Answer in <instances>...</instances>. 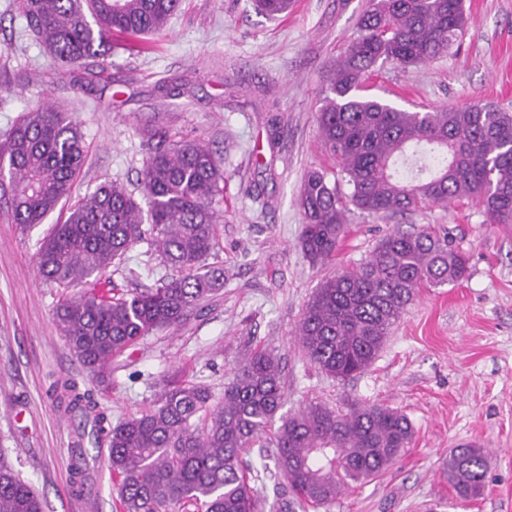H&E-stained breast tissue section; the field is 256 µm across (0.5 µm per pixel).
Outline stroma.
<instances>
[{
	"instance_id": "obj_1",
	"label": "stroma",
	"mask_w": 512,
	"mask_h": 512,
	"mask_svg": "<svg viewBox=\"0 0 512 512\" xmlns=\"http://www.w3.org/2000/svg\"><path fill=\"white\" fill-rule=\"evenodd\" d=\"M369 0H294L288 16L259 13L254 0H182L162 36L113 40L103 58L58 67L24 35L16 0H0V139L23 109L50 104L79 124L87 151L71 200L28 230L0 219V458L40 497L44 512H82L71 492L76 424L56 407L54 381L97 392L113 420L154 405L176 373L207 388L212 402L236 364L266 349L278 358L282 410L321 402L383 405L405 414L413 438L400 459L323 507L302 512H512V225L490 223L478 199L426 205L396 216L351 209L332 261L312 265L299 244L297 204L307 173H336L318 132L320 101L336 62L356 37ZM458 47L407 69L377 66L366 95L435 112L480 102L512 112V0H466ZM178 134L208 146L225 172L224 218L211 265L224 287L178 327L145 337L112 361L108 389L69 349L55 311L74 296L44 281L37 256L72 200L105 181L140 193L151 137ZM448 232L468 258L463 279L419 289L372 365L348 381L312 364L296 330L319 283L365 261L388 233ZM165 269L151 239L108 275L117 294L154 285ZM491 454L483 495L456 497L444 474L453 449ZM275 451L250 448L261 512H287Z\"/></svg>"
}]
</instances>
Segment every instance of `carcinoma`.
Returning <instances> with one entry per match:
<instances>
[{"label": "carcinoma", "instance_id": "1", "mask_svg": "<svg viewBox=\"0 0 512 512\" xmlns=\"http://www.w3.org/2000/svg\"><path fill=\"white\" fill-rule=\"evenodd\" d=\"M181 0H18L23 31L62 65L103 57L112 34L158 36ZM289 0H256L274 18ZM465 0H370L357 37L336 63L318 109L320 138L339 178L314 170L298 199L300 245L312 264L331 261L346 234L349 206L379 215L479 196L494 224H512V113L491 104L417 112L359 94L378 62L409 67L450 51L468 24ZM77 123L67 112L27 108L0 143V177L9 175L7 220L41 224L69 195L85 162ZM348 187L343 193L341 187ZM143 208L126 187L107 181L69 209L38 253L44 280L75 287L101 276L145 235L160 262L177 270L154 288L116 298L92 288L56 308L69 348L104 384L112 358L152 333L180 324L224 287V268L206 264L217 242L215 203L224 169L193 140L159 136L144 162ZM466 255L431 229L394 231L368 259L326 278L298 328L308 359L346 381L376 359L417 289L466 275ZM65 412L78 421L72 487L90 477L89 448H110L122 512H256L258 491L242 454L279 422L270 445L290 504L324 505L352 483L387 470L413 437L409 419L382 405L336 411L311 403L282 407L277 357L261 349L234 371L224 401L187 381L159 395L149 411L112 423L108 410L73 379L56 382ZM203 425H198L200 416ZM490 457L465 447L448 457V483L467 500L483 494ZM0 512H43L42 503L0 461Z\"/></svg>", "mask_w": 512, "mask_h": 512}]
</instances>
